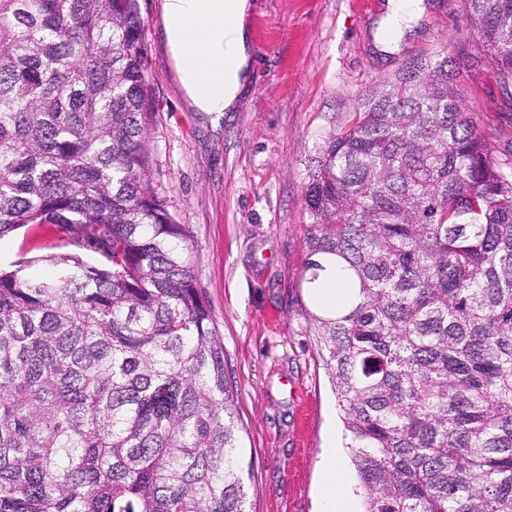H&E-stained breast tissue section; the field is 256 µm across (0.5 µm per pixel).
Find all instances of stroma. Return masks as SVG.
Instances as JSON below:
<instances>
[{
  "label": "stroma",
  "instance_id": "1",
  "mask_svg": "<svg viewBox=\"0 0 512 512\" xmlns=\"http://www.w3.org/2000/svg\"><path fill=\"white\" fill-rule=\"evenodd\" d=\"M249 0L243 24L253 65L237 108L220 122L188 104L161 28L163 0H138L148 55V176L181 224L197 286L224 345L238 418L248 512H321L322 460L342 434L334 387L319 356L305 266L314 228L305 191L329 134L347 128L377 82L471 39L464 0H424L400 50L376 47L386 0ZM477 128L497 141L512 120L494 74L460 78ZM52 224L0 238V267L66 250Z\"/></svg>",
  "mask_w": 512,
  "mask_h": 512
}]
</instances>
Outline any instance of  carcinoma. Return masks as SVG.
<instances>
[{
  "label": "carcinoma",
  "mask_w": 512,
  "mask_h": 512,
  "mask_svg": "<svg viewBox=\"0 0 512 512\" xmlns=\"http://www.w3.org/2000/svg\"><path fill=\"white\" fill-rule=\"evenodd\" d=\"M512 100V0H465ZM136 0H0V238L55 224L48 280L0 269V512H246L224 345L147 176ZM437 53L375 86L306 189L312 315L362 512H512V160ZM90 248L104 261L92 263Z\"/></svg>",
  "instance_id": "obj_1"
}]
</instances>
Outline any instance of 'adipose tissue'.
Wrapping results in <instances>:
<instances>
[{"mask_svg": "<svg viewBox=\"0 0 512 512\" xmlns=\"http://www.w3.org/2000/svg\"><path fill=\"white\" fill-rule=\"evenodd\" d=\"M248 0H164L162 27L179 84L189 105L217 118L234 111L251 68L249 35L242 20ZM423 0H388L381 28L387 37L384 51L398 49L405 17L417 18ZM350 293V282L335 264H327L310 294L314 307L333 312ZM324 512H353L341 481V451L329 446L323 458Z\"/></svg>", "mask_w": 512, "mask_h": 512, "instance_id": "1", "label": "adipose tissue"}]
</instances>
